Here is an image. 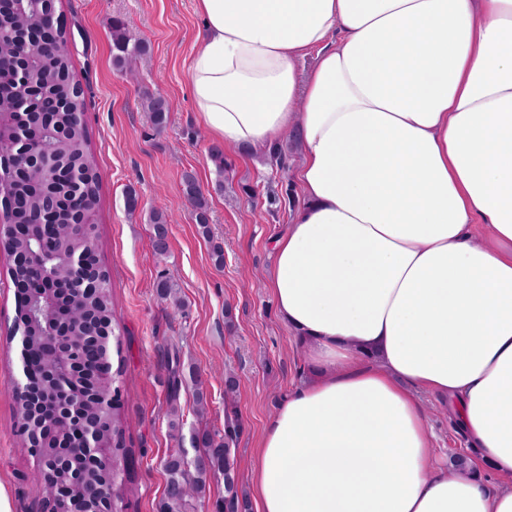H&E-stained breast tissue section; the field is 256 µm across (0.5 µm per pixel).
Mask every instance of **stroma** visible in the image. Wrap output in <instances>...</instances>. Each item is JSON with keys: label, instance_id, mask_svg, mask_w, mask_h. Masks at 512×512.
I'll use <instances>...</instances> for the list:
<instances>
[{"label": "stroma", "instance_id": "1", "mask_svg": "<svg viewBox=\"0 0 512 512\" xmlns=\"http://www.w3.org/2000/svg\"><path fill=\"white\" fill-rule=\"evenodd\" d=\"M56 8L65 20L74 78L85 92V125L101 176L97 247L111 274L112 302L123 327L126 446L134 472L122 489V512H157L166 480L163 462L176 445L167 418V345L179 347L184 367L197 377L181 390L186 424L219 434L237 426L234 455L244 484L268 419L311 378L305 355L265 286L273 242L301 200L294 177L302 160L300 143L291 132L255 155L225 151L228 167L217 174L209 159L212 143L188 90L189 58L203 32L195 0H57ZM116 17L148 46L132 78L113 65ZM153 95L166 98L170 109L159 131L144 107ZM187 172L208 200L207 227H200L185 200ZM130 189L139 199L133 215L124 206ZM156 206L170 216L163 258L153 251L150 213ZM215 241L224 248L220 266L211 257ZM9 264L0 249V483L12 512H38L42 487L34 478V459L16 435L12 380L21 367L20 343L10 334ZM164 277L178 283L184 312L158 297L156 285ZM229 375L237 380L232 393L225 389ZM425 404L437 459L447 463L455 453L471 455L447 401L429 395Z\"/></svg>", "mask_w": 512, "mask_h": 512}]
</instances>
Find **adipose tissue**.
Listing matches in <instances>:
<instances>
[{"label":"adipose tissue","instance_id":"adipose-tissue-1","mask_svg":"<svg viewBox=\"0 0 512 512\" xmlns=\"http://www.w3.org/2000/svg\"><path fill=\"white\" fill-rule=\"evenodd\" d=\"M196 11L212 143L303 153L267 286L316 378L263 432L256 512H512V0ZM426 394L478 451L462 470L434 461Z\"/></svg>","mask_w":512,"mask_h":512}]
</instances>
